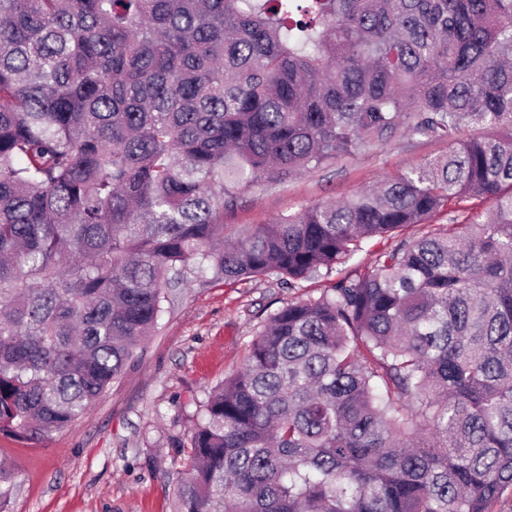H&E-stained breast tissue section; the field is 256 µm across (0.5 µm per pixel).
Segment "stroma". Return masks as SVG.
Segmentation results:
<instances>
[{"label": "stroma", "mask_w": 512, "mask_h": 512, "mask_svg": "<svg viewBox=\"0 0 512 512\" xmlns=\"http://www.w3.org/2000/svg\"><path fill=\"white\" fill-rule=\"evenodd\" d=\"M447 150L436 139L363 144L286 184L244 188L224 221L270 224ZM332 283L325 277L286 288L259 277L227 285L191 274L172 291L156 332L84 416L42 443L0 437V464L15 484L9 512H173L184 446L202 402L244 366L261 322Z\"/></svg>", "instance_id": "35a3bbf8"}]
</instances>
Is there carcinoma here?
Here are the masks:
<instances>
[{"mask_svg": "<svg viewBox=\"0 0 512 512\" xmlns=\"http://www.w3.org/2000/svg\"><path fill=\"white\" fill-rule=\"evenodd\" d=\"M400 137L448 154L224 223L246 186ZM452 206L470 222L429 223ZM395 237L263 322L175 512H490L512 489V0H0L1 436L81 417L188 272L294 288ZM13 488L0 464V512Z\"/></svg>", "mask_w": 512, "mask_h": 512, "instance_id": "carcinoma-1", "label": "carcinoma"}]
</instances>
